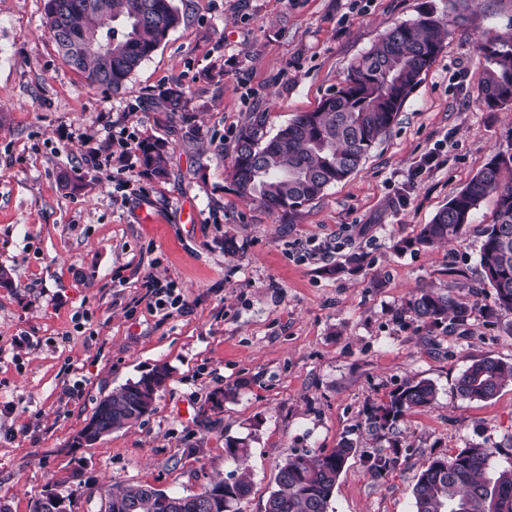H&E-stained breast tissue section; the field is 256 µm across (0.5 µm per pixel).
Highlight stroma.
<instances>
[{
	"instance_id": "35a3bbf8",
	"label": "stroma",
	"mask_w": 512,
	"mask_h": 512,
	"mask_svg": "<svg viewBox=\"0 0 512 512\" xmlns=\"http://www.w3.org/2000/svg\"><path fill=\"white\" fill-rule=\"evenodd\" d=\"M184 15L119 92L88 86L46 27V0H0V512H30L48 486L81 487L75 512H103L105 484L187 494L247 472L241 512H264L279 465L342 441L329 512H413L432 456L479 444L491 472L512 466V384L489 401L459 395L472 359L512 363V313L482 312L477 225L414 245L422 225L496 152L512 151V106L477 101L478 47L512 36V0H175ZM448 36L359 168L296 215L241 197L230 177L249 113L276 132L314 110L391 25L425 11ZM187 90L180 119L156 100ZM168 141V172L143 175L137 146ZM84 187L67 192L61 174ZM233 234L234 252L224 250ZM361 269L329 267L351 252ZM158 281L152 293L147 279ZM435 284L467 303L466 328L398 322ZM170 378L152 413L90 445L75 438L99 401L155 366ZM437 401L399 424L385 476L365 457L388 448L366 429L371 405L410 377ZM241 382L236 400L212 393ZM249 438L238 464L225 441Z\"/></svg>"
}]
</instances>
